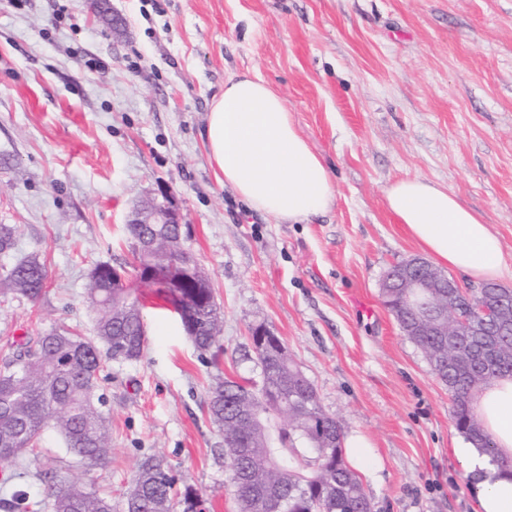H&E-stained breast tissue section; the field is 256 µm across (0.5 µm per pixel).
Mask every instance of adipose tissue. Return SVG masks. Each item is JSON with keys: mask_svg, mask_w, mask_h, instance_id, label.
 <instances>
[{"mask_svg": "<svg viewBox=\"0 0 512 512\" xmlns=\"http://www.w3.org/2000/svg\"><path fill=\"white\" fill-rule=\"evenodd\" d=\"M204 142L213 164L252 210L300 224L327 212L336 193L328 168L298 134L288 108L261 77L242 74L224 85L208 113ZM389 210L435 261L478 280L503 275L498 236L448 190L421 177L386 191ZM473 407L495 452L465 444L454 455L475 481V512H512V471L492 456L512 457V376L480 388Z\"/></svg>", "mask_w": 512, "mask_h": 512, "instance_id": "adipose-tissue-1", "label": "adipose tissue"}]
</instances>
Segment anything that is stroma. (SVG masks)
<instances>
[{
    "mask_svg": "<svg viewBox=\"0 0 512 512\" xmlns=\"http://www.w3.org/2000/svg\"><path fill=\"white\" fill-rule=\"evenodd\" d=\"M0 0V224L40 254L36 302L0 297V359L22 336L93 332L90 270L133 260L128 213L170 199L224 313L200 353L147 296V346L102 381L112 457L90 467L54 430L41 476L77 478L122 504L138 462L163 455L201 497L237 512L224 435L207 413L219 379L259 381L249 332L285 342L344 436L371 448L358 475L373 512H474L453 450L464 436L422 350L385 308L393 265L424 251L385 191L420 176L498 234L512 264V0ZM263 78L327 165L333 207L278 224L225 186L203 139L233 74Z\"/></svg>",
    "mask_w": 512,
    "mask_h": 512,
    "instance_id": "obj_1",
    "label": "stroma"
}]
</instances>
